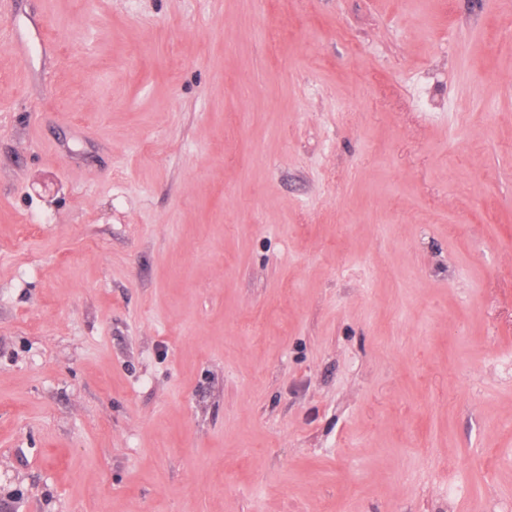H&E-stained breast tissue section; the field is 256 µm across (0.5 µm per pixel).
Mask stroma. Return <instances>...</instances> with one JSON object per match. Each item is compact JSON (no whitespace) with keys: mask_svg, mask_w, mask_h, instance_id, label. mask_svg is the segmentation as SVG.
<instances>
[{"mask_svg":"<svg viewBox=\"0 0 512 512\" xmlns=\"http://www.w3.org/2000/svg\"><path fill=\"white\" fill-rule=\"evenodd\" d=\"M0 512H512V0H11Z\"/></svg>","mask_w":512,"mask_h":512,"instance_id":"obj_1","label":"stroma"}]
</instances>
